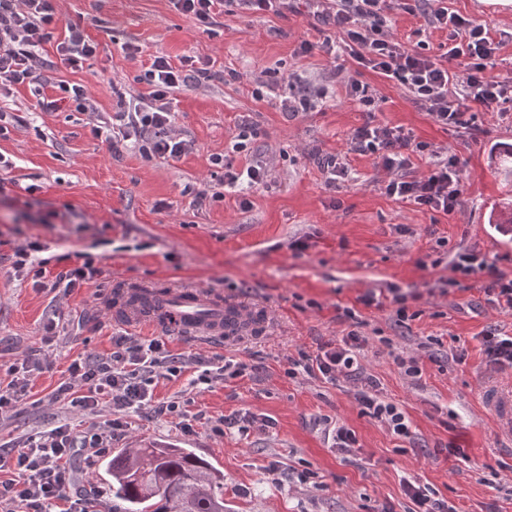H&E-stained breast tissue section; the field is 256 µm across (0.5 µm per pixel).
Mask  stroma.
<instances>
[{
    "mask_svg": "<svg viewBox=\"0 0 512 512\" xmlns=\"http://www.w3.org/2000/svg\"><path fill=\"white\" fill-rule=\"evenodd\" d=\"M53 5L62 26L79 25L99 44L90 66L55 73L84 84L97 109L41 112L22 88L0 99V110L22 118L0 125V154L13 163L0 184V377L28 357L41 364L17 412L0 418V446L67 422L94 429L111 419L109 405L80 415L54 391L69 380L75 359L109 355L113 336L148 335V328L113 320L108 301L116 285L209 288L253 305L254 331L215 347L167 330L168 350L230 356L253 366L254 374L203 391L183 376L159 378L156 400L188 403L198 416L193 432L183 433L170 415L134 413L113 438V451L149 444L192 449L223 472L229 512H412L403 487L408 480L426 485L456 512H512V452L484 407L486 385L512 387V373L486 371L480 338L494 323L511 330L512 314L485 306L478 290L444 286L455 254L474 244L512 276V238L488 222L490 203L505 192L497 167L502 148L512 145V104L500 112L476 109L475 139L435 123L402 87L327 54L323 42L340 43L342 34L314 19L312 0L265 14L229 4L206 29L171 0ZM447 6L501 35L494 72L512 78V0H447ZM391 32L404 46L423 44L434 58L448 49V30L429 26L419 12H392ZM305 41L314 48L303 54ZM129 43L140 48L136 58L125 53ZM158 55L175 64L187 56L207 58L219 73L205 86L173 94L174 128L192 148L176 160L148 161L128 148L113 152L94 133L97 117L111 115L113 87L132 95L146 91L144 77ZM291 72L327 88V102L296 115L282 111L281 99L292 94L284 80ZM352 76L375 93L376 121L458 156L461 210L443 216L387 196L385 173L371 157L350 152V134L365 120L345 92ZM247 124L257 135L240 152L235 143ZM217 154L238 169L265 163L266 182L252 189L249 207H241L237 189L225 187L223 167L211 161ZM318 154L345 158L348 177L328 186L314 161ZM31 185L32 195L26 192ZM201 191L224 198L202 202ZM30 196L36 202L28 208ZM44 214L50 223H39ZM298 238L312 244L301 256L289 247ZM441 238L446 246H438ZM32 241L41 244L39 256L52 273L66 270L63 256L78 253L101 273L66 295L35 290L11 260ZM424 256L432 263L422 268L417 260ZM396 286L420 295L411 304L419 316L405 328L393 324L391 305L358 301L367 291L384 294ZM340 306L355 308L363 320L369 344L359 362L379 380L382 396L408 414L419 449L403 451L401 439L362 415L352 384L302 372L287 376L298 351L316 352L319 343L348 332L336 318ZM53 312L60 321L47 342L43 326ZM434 339L445 352L465 348L464 362L427 361L425 346ZM398 355L423 359L420 380L404 374ZM238 411L267 416L270 425L263 432L213 433L209 418ZM338 421L358 439L346 455L327 437ZM450 441L458 453H437ZM273 461L279 464L274 473L268 469ZM289 468L316 476L291 483L282 475ZM75 481L87 493H100V508L109 512L111 477L103 457L78 464Z\"/></svg>",
    "mask_w": 512,
    "mask_h": 512,
    "instance_id": "35a3bbf8",
    "label": "stroma"
}]
</instances>
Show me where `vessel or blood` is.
Wrapping results in <instances>:
<instances>
[{
    "label": "vessel or blood",
    "mask_w": 512,
    "mask_h": 512,
    "mask_svg": "<svg viewBox=\"0 0 512 512\" xmlns=\"http://www.w3.org/2000/svg\"><path fill=\"white\" fill-rule=\"evenodd\" d=\"M112 314L125 323L169 329L194 340L224 343L249 329L252 312L198 288H170L158 293L151 286L129 285L111 294ZM499 431L512 440V390L497 387L485 397Z\"/></svg>",
    "instance_id": "b4317fda"
}]
</instances>
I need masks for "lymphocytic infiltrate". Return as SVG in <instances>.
Instances as JSON below:
<instances>
[{
  "label": "lymphocytic infiltrate",
  "mask_w": 512,
  "mask_h": 512,
  "mask_svg": "<svg viewBox=\"0 0 512 512\" xmlns=\"http://www.w3.org/2000/svg\"><path fill=\"white\" fill-rule=\"evenodd\" d=\"M429 2L336 0L335 12L322 11L316 18L333 23L343 35L341 48L351 58L362 68L404 87L434 122L467 131L472 127L474 107L490 111L512 102V79L493 73L501 43L490 29L444 7L427 16L430 25L450 32L443 61L433 60L420 48L396 42L390 32L391 11L399 8L410 12ZM58 23L52 0H0V97L26 86L40 111L56 112L66 104L80 112L96 111L83 84L53 82L48 77L60 65L73 71L83 69L99 48L81 26L70 24L56 45V60L42 58L40 50ZM209 66L203 59L188 57L176 65L168 57H154L147 71V93L119 97L117 112L112 118L101 119L96 134H107L116 147L133 142L148 159L181 157L191 144L172 130L171 95L183 87L199 86L208 78ZM51 83L56 84L58 95L45 94ZM346 94L368 115L353 131L350 150L373 157L378 167L391 172L385 194L429 212L454 213L462 197L456 156L431 157L429 144L416 141L401 127L371 119L375 97L367 84L349 79ZM423 157L430 160L427 172L419 178L410 176L415 160ZM452 269L455 276L449 279V286H458L463 278L477 279L487 305L512 312V277L478 247L458 252ZM366 344V337L353 329L340 342L319 344L316 354L300 353L291 364L314 378L333 382L342 377L356 383L355 399L361 414L383 423L400 439L414 440L409 417L381 397L377 379L360 367L357 356ZM244 369V364L222 355L207 359L172 355L158 336L113 337L110 355L75 360L69 367L70 381L57 389L58 394L68 396L76 412L84 415L110 403L113 419L89 432L60 424L27 437L18 451L0 449V512H91L96 498L73 494L75 479L69 462L75 453L90 459L108 452L113 436L125 430L128 415L152 405L158 377H176L189 371L192 385L210 387L242 376Z\"/></svg>",
  "instance_id": "f902f5d3"
}]
</instances>
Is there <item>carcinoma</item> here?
I'll return each mask as SVG.
<instances>
[{
    "instance_id": "carcinoma-1",
    "label": "carcinoma",
    "mask_w": 512,
    "mask_h": 512,
    "mask_svg": "<svg viewBox=\"0 0 512 512\" xmlns=\"http://www.w3.org/2000/svg\"><path fill=\"white\" fill-rule=\"evenodd\" d=\"M106 466L112 512H224V474L190 448L122 450Z\"/></svg>"
}]
</instances>
